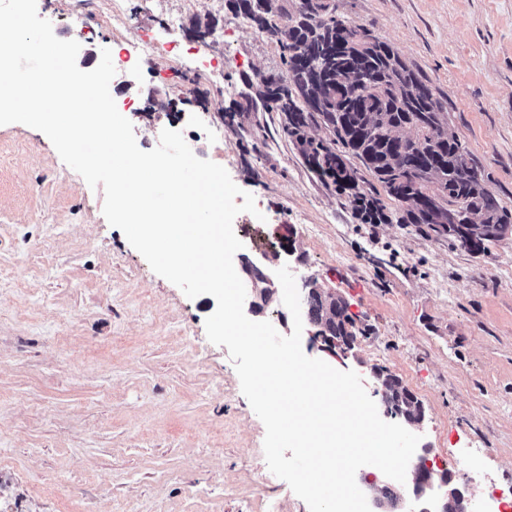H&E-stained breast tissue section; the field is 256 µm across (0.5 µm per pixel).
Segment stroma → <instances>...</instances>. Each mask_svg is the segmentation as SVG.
I'll use <instances>...</instances> for the list:
<instances>
[{
  "label": "stroma",
  "mask_w": 512,
  "mask_h": 512,
  "mask_svg": "<svg viewBox=\"0 0 512 512\" xmlns=\"http://www.w3.org/2000/svg\"><path fill=\"white\" fill-rule=\"evenodd\" d=\"M71 0L38 6L55 36L78 40L77 65L102 49L120 61L150 37L157 52L115 75L113 98L138 146L181 131L222 165L258 215L233 222L242 253L267 273L289 267L342 296L357 341L311 358L399 376L423 403L419 430L456 487L512 483V235L471 254L410 224L361 223L282 135L276 113L224 117L243 76L281 71L274 38L224 0H127L132 26L77 37ZM337 17L392 43L436 89L448 125L512 211V0H332ZM176 17V30L163 21ZM216 18L206 39L192 20ZM193 95L181 96L184 83ZM166 102L151 110L152 100ZM49 138L0 125V512H309L265 460V426L227 347L212 344L210 295L187 298L103 215ZM295 249L287 254L281 235Z\"/></svg>",
  "instance_id": "35a3bbf8"
}]
</instances>
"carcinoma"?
Returning <instances> with one entry per match:
<instances>
[{
	"label": "carcinoma",
	"mask_w": 512,
	"mask_h": 512,
	"mask_svg": "<svg viewBox=\"0 0 512 512\" xmlns=\"http://www.w3.org/2000/svg\"><path fill=\"white\" fill-rule=\"evenodd\" d=\"M225 0L260 33L276 38L284 71L262 76L255 95L237 112L258 106L279 116L280 129L306 166L349 199L364 224H413L448 238L471 254L512 233V212L487 188L470 153L448 127L436 89L418 76L390 42L364 24L336 17L332 0ZM235 112V113H237ZM229 112L227 116L234 117ZM314 126L328 138L309 135ZM378 182L398 208L387 213L376 186L358 176L351 160ZM468 224H448V207ZM303 313L318 336L355 339L342 299L311 282ZM384 400L405 422L425 412L396 375L386 373Z\"/></svg>",
	"instance_id": "carcinoma-1"
}]
</instances>
